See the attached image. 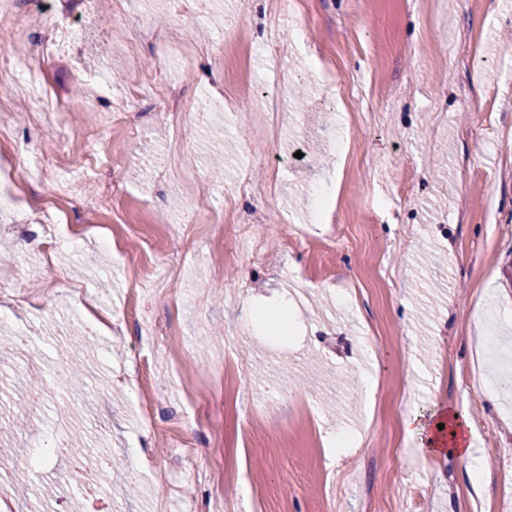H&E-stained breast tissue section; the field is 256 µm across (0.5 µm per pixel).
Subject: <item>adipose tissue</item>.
Here are the masks:
<instances>
[{"label":"adipose tissue","instance_id":"1","mask_svg":"<svg viewBox=\"0 0 512 512\" xmlns=\"http://www.w3.org/2000/svg\"><path fill=\"white\" fill-rule=\"evenodd\" d=\"M401 425L407 436L417 440L424 455L448 454L462 459L472 455L469 421L458 409L436 407L425 414L411 412L403 417Z\"/></svg>","mask_w":512,"mask_h":512}]
</instances>
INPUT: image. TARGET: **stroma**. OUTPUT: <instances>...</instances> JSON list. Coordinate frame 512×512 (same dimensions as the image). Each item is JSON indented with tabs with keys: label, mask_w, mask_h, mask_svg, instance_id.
<instances>
[{
	"label": "stroma",
	"mask_w": 512,
	"mask_h": 512,
	"mask_svg": "<svg viewBox=\"0 0 512 512\" xmlns=\"http://www.w3.org/2000/svg\"><path fill=\"white\" fill-rule=\"evenodd\" d=\"M97 0L108 54L74 71L45 58L39 78L67 106L35 123L20 85L0 105V488L31 512H512V409L487 379L477 335H512V0ZM277 36H270V29ZM109 81L87 108L84 73ZM168 94L127 88L151 76ZM222 93L224 109L213 106ZM264 97L277 108L265 134ZM98 126V162L76 147L52 176L20 181L59 127ZM83 199L70 210L60 188ZM111 209L100 208L104 191ZM197 211V225H180ZM164 334L144 346L127 306ZM292 329L268 335L263 316ZM80 383L55 378L37 412L28 359L53 374L71 350ZM139 357L157 390L156 429L127 376ZM283 425L247 423L270 389ZM464 411L483 472L423 455L403 416ZM351 444L332 447L336 430ZM87 436L83 465L109 458L125 483L85 494L59 479L56 443ZM40 457L41 477L16 458ZM249 485L247 499L239 488Z\"/></svg>",
	"instance_id": "35a3bbf8"
}]
</instances>
